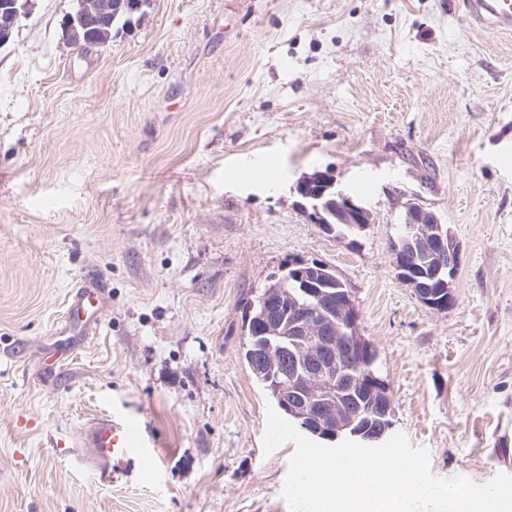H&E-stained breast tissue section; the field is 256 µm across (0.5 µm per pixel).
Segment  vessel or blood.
<instances>
[{"label": "vessel or blood", "instance_id": "b4317fda", "mask_svg": "<svg viewBox=\"0 0 512 512\" xmlns=\"http://www.w3.org/2000/svg\"><path fill=\"white\" fill-rule=\"evenodd\" d=\"M451 9L494 32H512V0H451ZM104 285L85 275L74 286L65 311L69 333L81 334L94 325L103 307ZM79 458L101 480L144 475L157 467L158 442L146 439L140 421L130 416H98L82 429Z\"/></svg>", "mask_w": 512, "mask_h": 512}]
</instances>
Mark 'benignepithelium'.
I'll return each mask as SVG.
<instances>
[{"label":"benign epithelium","mask_w":512,"mask_h":512,"mask_svg":"<svg viewBox=\"0 0 512 512\" xmlns=\"http://www.w3.org/2000/svg\"><path fill=\"white\" fill-rule=\"evenodd\" d=\"M147 2L149 0H90L85 7L114 17L119 14L143 17V7ZM27 10L28 0H0V18L8 25L14 24ZM319 181L321 189L313 194L296 187L301 197L300 205L315 223L328 224L327 214L335 216L341 223H370L369 212L337 192L334 179L329 174H320ZM407 219L413 251H420L435 260V265L422 278H413L408 284L423 304L432 309L444 308L449 300L433 301L430 282L441 278L447 271H456L460 261L458 242L431 213L411 206L407 210ZM296 280L303 283L306 300H297L286 306L280 320L263 328L266 336H280L286 331L313 345L308 358L295 363L293 373L288 377V391L291 392L286 404L288 415L300 421L308 431L330 442L344 439L369 446L384 443L391 429L388 412H382L372 427L355 428V419L342 421L343 406L334 396L336 381L350 371L348 363L353 361L354 352L352 344H339L336 334L347 333L357 326V308L344 298L336 302L328 297V292L310 287L302 274L296 276ZM331 420L336 421L333 427L329 424Z\"/></svg>","instance_id":"1"}]
</instances>
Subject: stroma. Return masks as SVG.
<instances>
[{
    "label": "stroma",
    "instance_id": "obj_1",
    "mask_svg": "<svg viewBox=\"0 0 512 512\" xmlns=\"http://www.w3.org/2000/svg\"><path fill=\"white\" fill-rule=\"evenodd\" d=\"M450 2L150 0L84 51L75 0H31L0 47V512H289L240 306L293 259L354 297L434 476L512 475V34ZM317 171L362 232L301 207ZM412 205L461 246L442 310L394 270ZM88 272L98 323L46 369ZM102 414L159 440L152 478L65 463Z\"/></svg>",
    "mask_w": 512,
    "mask_h": 512
}]
</instances>
